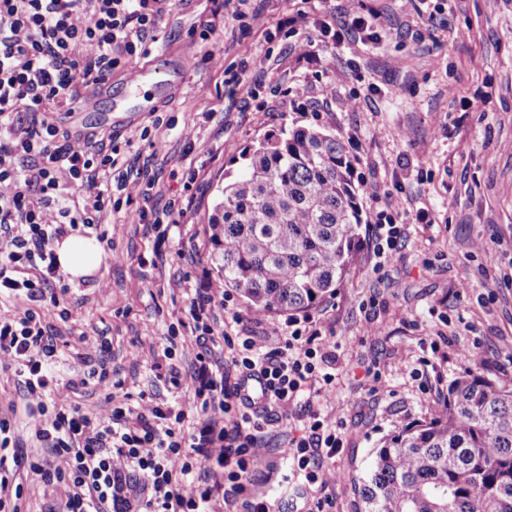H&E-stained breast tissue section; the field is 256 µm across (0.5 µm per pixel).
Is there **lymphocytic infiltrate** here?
<instances>
[{"label": "lymphocytic infiltrate", "instance_id": "f902f5d3", "mask_svg": "<svg viewBox=\"0 0 512 512\" xmlns=\"http://www.w3.org/2000/svg\"><path fill=\"white\" fill-rule=\"evenodd\" d=\"M172 0H0V297L24 309L0 313V368L14 370L27 399L26 429L38 449L19 450L16 409H0V512H22L23 480L63 489L56 512H271L251 487L273 414L290 415L302 392L322 405L308 409L305 436L291 442V472L305 485L326 483L325 460L344 446L343 423L327 404L336 392V360L308 317L267 324L266 339L230 332L219 320L232 299L223 282L202 273L178 317L199 347L192 396L178 406H128L107 368L90 379L109 410L64 403L57 368L62 355L41 313L58 303L62 275L54 244L70 230L98 228L111 211L137 224H175L186 209L172 200L156 209L143 186L131 185L115 134H74L51 114L82 103L84 90L109 81L125 57L146 54ZM80 189L78 202L66 190ZM370 244L378 263L392 260L404 237L399 210L373 215ZM224 345L234 373L213 349ZM256 382L251 397L242 391ZM196 431L182 433L188 415ZM206 469L200 485L182 489L177 475Z\"/></svg>", "mask_w": 512, "mask_h": 512}]
</instances>
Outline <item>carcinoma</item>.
I'll return each mask as SVG.
<instances>
[{
    "label": "carcinoma",
    "mask_w": 512,
    "mask_h": 512,
    "mask_svg": "<svg viewBox=\"0 0 512 512\" xmlns=\"http://www.w3.org/2000/svg\"><path fill=\"white\" fill-rule=\"evenodd\" d=\"M246 159L208 224L219 277L257 313L310 309L361 259L352 160L313 127L283 128ZM481 370L450 382L440 413L373 449L360 512H512V389Z\"/></svg>",
    "instance_id": "1"
}]
</instances>
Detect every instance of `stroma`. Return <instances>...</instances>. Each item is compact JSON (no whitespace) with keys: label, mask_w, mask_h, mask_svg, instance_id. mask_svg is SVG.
<instances>
[{"label":"stroma","mask_w":512,"mask_h":512,"mask_svg":"<svg viewBox=\"0 0 512 512\" xmlns=\"http://www.w3.org/2000/svg\"><path fill=\"white\" fill-rule=\"evenodd\" d=\"M210 0H175L159 25L153 52L126 59L97 93L89 112H60L67 128L117 132L130 177L148 173L153 203L189 202L180 223L160 229L109 213L104 229L112 253L84 279H63L65 294L43 314L76 347L70 326L106 339L113 381L131 406L144 399L187 400L162 368L188 375L198 346L190 335L168 342V328L188 306L187 287L211 269L205 228L225 181L245 170L243 156L281 128L318 127L340 137L355 161L364 218L397 207L405 234L394 258L376 266L363 250L336 290L309 314L336 352L333 406L344 423V446L327 461L332 512H356L355 485L379 440L425 420L448 384L482 354L484 374L502 383L512 370V0H248L243 20L228 17L216 40L218 62L180 74L179 63L204 52L190 28L211 18ZM297 19L293 31L280 21ZM375 23L381 37L335 42L333 31L354 16ZM331 30L321 33L317 22ZM310 42L330 67L299 60L296 41ZM253 50L246 80L225 84L243 47ZM155 74L140 108L124 111V78L132 69ZM334 96L323 93L325 86ZM306 94L295 97L296 87ZM202 189L186 191L189 169ZM484 248L475 251L473 243ZM447 343L431 351L439 335ZM171 358H164V347ZM303 407L270 426L253 476L254 491L274 512H296L294 484L285 481L289 441L301 436Z\"/></svg>","instance_id":"obj_1"}]
</instances>
